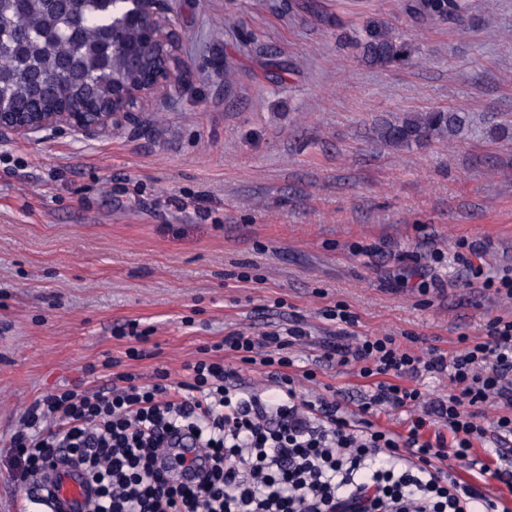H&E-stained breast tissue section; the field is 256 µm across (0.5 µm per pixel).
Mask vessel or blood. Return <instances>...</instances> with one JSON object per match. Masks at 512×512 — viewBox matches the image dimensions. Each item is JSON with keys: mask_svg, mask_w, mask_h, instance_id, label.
I'll list each match as a JSON object with an SVG mask.
<instances>
[{"mask_svg": "<svg viewBox=\"0 0 512 512\" xmlns=\"http://www.w3.org/2000/svg\"><path fill=\"white\" fill-rule=\"evenodd\" d=\"M48 474L47 483L36 487L35 493L49 499L51 512H89L96 487L81 466L59 463Z\"/></svg>", "mask_w": 512, "mask_h": 512, "instance_id": "vessel-or-blood-1", "label": "vessel or blood"}]
</instances>
